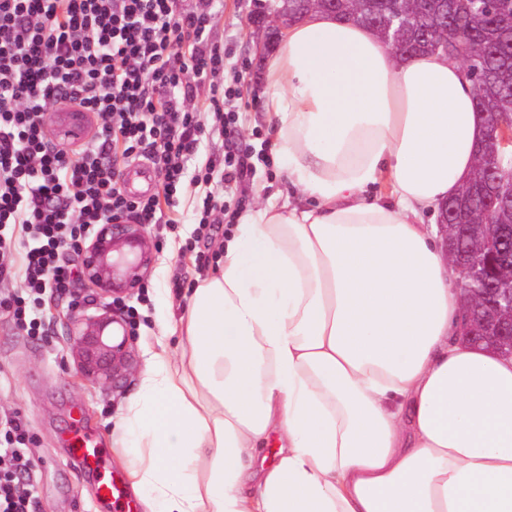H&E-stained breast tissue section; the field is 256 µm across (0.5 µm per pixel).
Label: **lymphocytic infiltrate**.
Masks as SVG:
<instances>
[{
	"label": "lymphocytic infiltrate",
	"mask_w": 512,
	"mask_h": 512,
	"mask_svg": "<svg viewBox=\"0 0 512 512\" xmlns=\"http://www.w3.org/2000/svg\"><path fill=\"white\" fill-rule=\"evenodd\" d=\"M0 0V224L37 240L21 266L0 264V283L66 292L63 251L113 216L163 224L165 208L197 154L208 122L234 141L235 95L222 81L224 50L209 40L216 0ZM205 96L206 109L195 101ZM91 113L97 132L65 155L43 124L52 98ZM162 177L159 193L129 199L118 181L137 158ZM20 417L0 425V512H31L33 468Z\"/></svg>",
	"instance_id": "f902f5d3"
}]
</instances>
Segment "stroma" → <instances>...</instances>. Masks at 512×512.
<instances>
[{
	"mask_svg": "<svg viewBox=\"0 0 512 512\" xmlns=\"http://www.w3.org/2000/svg\"><path fill=\"white\" fill-rule=\"evenodd\" d=\"M256 0H224V10L214 22L211 39L224 48V81L236 83L239 97L238 144L244 149V169L231 182L220 176L202 181L197 173L213 156L223 154L226 141L220 127L209 126L196 156L187 164V177L176 198L174 225H151V237H164L151 273L142 288L117 305L116 313L136 309L133 339L135 368L120 390L95 384L78 373L68 336L69 314L73 304L86 313L98 315L104 301L82 278H74L66 294L44 288L36 304V315L46 331L31 336L17 327L7 309H0V419L19 416L24 423L23 448L31 459L34 482V512H124L122 505L136 502L119 456L114 451L115 424L125 415L130 398L137 392L141 374L156 350L166 340L173 358H180L177 337H161L156 300L166 297L172 303V317L182 311L181 294L196 278L217 268L216 249L227 233L230 214L256 206L268 192L282 187L284 176L277 164H264L257 154L270 143L268 115L261 95L264 59L258 58L255 37L248 17ZM220 203L217 222L206 229L197 225L198 210L204 198ZM90 429L104 450L101 475L88 472L82 458L73 455L65 441L79 428ZM119 480L120 501L103 502L99 496V476Z\"/></svg>",
	"mask_w": 512,
	"mask_h": 512,
	"instance_id": "stroma-1",
	"label": "stroma"
}]
</instances>
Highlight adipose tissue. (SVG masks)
<instances>
[{
  "label": "adipose tissue",
  "mask_w": 512,
  "mask_h": 512,
  "mask_svg": "<svg viewBox=\"0 0 512 512\" xmlns=\"http://www.w3.org/2000/svg\"><path fill=\"white\" fill-rule=\"evenodd\" d=\"M263 93L286 186L179 320L158 301L181 360L153 353L118 424L146 512H512V358L462 336L435 225L485 132L465 67L314 12Z\"/></svg>",
  "instance_id": "ef3b65f1"
}]
</instances>
